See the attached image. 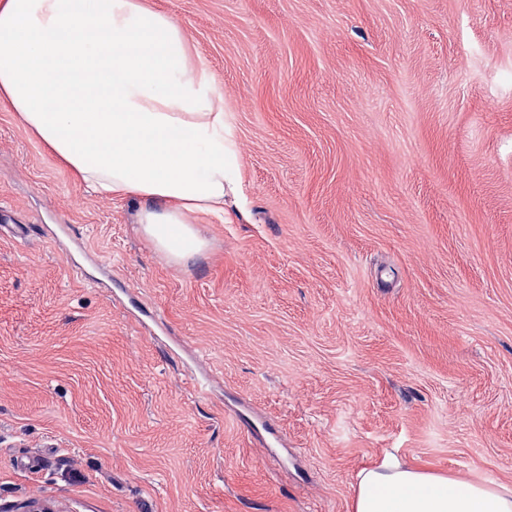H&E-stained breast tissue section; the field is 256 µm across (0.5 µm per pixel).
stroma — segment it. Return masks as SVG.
<instances>
[{
  "label": "stroma",
  "instance_id": "obj_1",
  "mask_svg": "<svg viewBox=\"0 0 512 512\" xmlns=\"http://www.w3.org/2000/svg\"><path fill=\"white\" fill-rule=\"evenodd\" d=\"M144 2L239 187L171 264L0 104V512H349L387 455L512 484V0Z\"/></svg>",
  "mask_w": 512,
  "mask_h": 512
}]
</instances>
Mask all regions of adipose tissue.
Returning <instances> with one entry per match:
<instances>
[{
	"instance_id": "ef3b65f1",
	"label": "adipose tissue",
	"mask_w": 512,
	"mask_h": 512,
	"mask_svg": "<svg viewBox=\"0 0 512 512\" xmlns=\"http://www.w3.org/2000/svg\"><path fill=\"white\" fill-rule=\"evenodd\" d=\"M0 102L92 191L138 203L169 262L202 252L191 217L238 180L224 104L180 23L140 0H0ZM350 512H512V486L387 458Z\"/></svg>"
}]
</instances>
